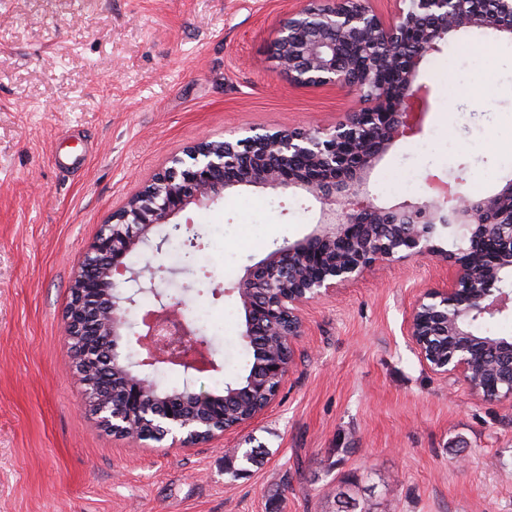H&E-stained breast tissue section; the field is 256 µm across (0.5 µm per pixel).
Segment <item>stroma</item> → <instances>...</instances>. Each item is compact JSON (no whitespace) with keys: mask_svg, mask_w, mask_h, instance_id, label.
<instances>
[{"mask_svg":"<svg viewBox=\"0 0 512 512\" xmlns=\"http://www.w3.org/2000/svg\"><path fill=\"white\" fill-rule=\"evenodd\" d=\"M303 0H0V512H512V402L422 363L407 323L446 263L408 257L309 303L273 404L191 447L131 440L82 407L64 336L75 269L101 224L172 156L202 137L293 130L357 111L355 95L290 83L273 42ZM489 44L493 56L460 54ZM422 134L371 175L391 206L421 197L427 174H465L491 194L512 180V41L475 30L421 65ZM86 157L76 175L56 160ZM204 247L142 251L156 283L201 315L216 370L169 369L210 392L244 375L243 313L232 288L284 242L310 233L311 197L242 188L190 208ZM261 447L235 478L231 459Z\"/></svg>","mask_w":512,"mask_h":512,"instance_id":"stroma-1","label":"stroma"}]
</instances>
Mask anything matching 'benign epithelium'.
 Instances as JSON below:
<instances>
[{"instance_id":"benign-epithelium-1","label":"benign epithelium","mask_w":512,"mask_h":512,"mask_svg":"<svg viewBox=\"0 0 512 512\" xmlns=\"http://www.w3.org/2000/svg\"><path fill=\"white\" fill-rule=\"evenodd\" d=\"M388 21L367 0H306L281 25L275 41L280 72L303 86H334L365 103L329 127L299 131L254 128L236 141H201L174 156L170 166L101 225L77 268L65 313V335L85 387V404L115 435L143 441L152 436L189 447L221 437L264 412L287 376L294 343L302 336L300 312L308 303L361 278L378 264L410 256L448 263V281L425 290L408 321L409 339L433 372L453 376L476 393L474 353L493 346L512 377V337L477 338L480 319L512 314V182L474 198L467 178L450 184L426 179L416 200L390 207L376 203L370 177L400 139L422 132L418 98L429 94L420 64L474 29L512 39V0H398ZM243 187L281 194L306 193L320 203L317 228L270 251L247 268L234 287L243 312L242 339L256 352L257 371L224 394L169 396L134 371L180 368L199 371L208 350L196 325L158 291L155 271L133 269L128 255L152 243L158 227L196 247L189 207H208ZM470 247L490 243L492 263L478 267L470 251L436 241L437 226ZM150 292L149 320L135 315L137 297ZM135 338L145 357L123 359L119 341Z\"/></svg>"}]
</instances>
